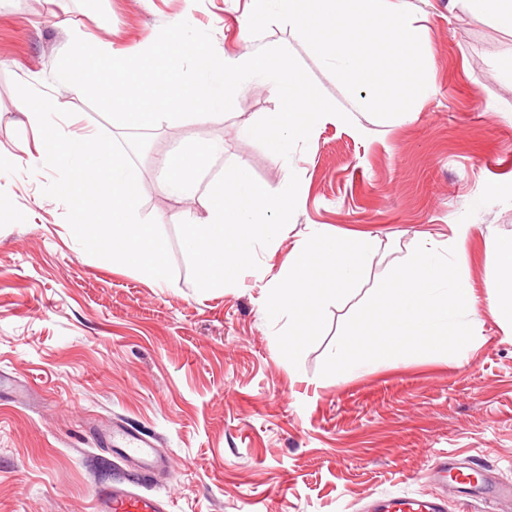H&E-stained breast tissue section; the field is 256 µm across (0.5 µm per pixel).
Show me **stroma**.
<instances>
[{"mask_svg":"<svg viewBox=\"0 0 512 512\" xmlns=\"http://www.w3.org/2000/svg\"><path fill=\"white\" fill-rule=\"evenodd\" d=\"M411 26L429 62V94L414 122L379 120L355 100L290 26L249 32V0H0V512H94L101 483L86 455L111 462L112 481L168 499L169 512H370L376 499L462 495L433 483L436 460L483 465L512 481V315L486 303L487 284L512 271V202L471 204L486 183L512 182V18L459 0H410ZM188 21L234 57L286 46L350 123L314 127L282 159L246 129L276 113L275 91L255 79L230 113L163 123L137 160L141 217L155 218L175 278L158 286L133 268L88 255L62 202L45 196L50 169L17 161L35 136L15 82L74 111L69 131H126L74 87L54 80L73 29L125 51ZM223 144L195 198L160 186L158 161L184 138ZM244 167L302 195L275 248H259L236 287L200 295L183 247L186 221L204 215L210 181ZM474 229L462 256L475 300L473 340L456 355L383 360L345 380L320 374L344 321L407 259L419 236ZM315 224L367 234L374 256L346 299L289 357L288 318L265 308L271 278ZM158 436L172 469L135 483L98 431L113 422Z\"/></svg>","mask_w":512,"mask_h":512,"instance_id":"stroma-1","label":"stroma"}]
</instances>
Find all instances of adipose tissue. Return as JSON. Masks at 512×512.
I'll return each instance as SVG.
<instances>
[{"instance_id": "1", "label": "adipose tissue", "mask_w": 512, "mask_h": 512, "mask_svg": "<svg viewBox=\"0 0 512 512\" xmlns=\"http://www.w3.org/2000/svg\"><path fill=\"white\" fill-rule=\"evenodd\" d=\"M219 144L186 140L160 161L163 190L173 196L195 195L200 175ZM301 194L298 177L279 191L250 179L236 169L213 179L203 216L186 222L184 249L199 270L198 286L208 292L231 288L236 274L251 267L256 245L273 244L289 222L290 205ZM370 238L339 237L324 226H313L296 252L285 259L271 279L267 305L288 317V351L298 352L313 335L320 313L356 289L371 259Z\"/></svg>"}]
</instances>
